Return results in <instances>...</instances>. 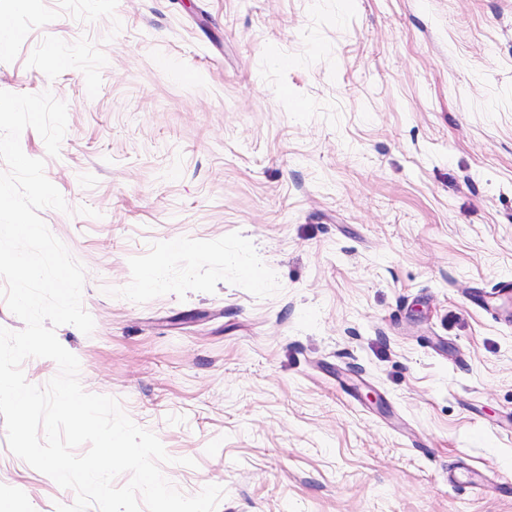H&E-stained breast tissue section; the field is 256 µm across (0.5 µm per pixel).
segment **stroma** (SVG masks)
I'll return each instance as SVG.
<instances>
[{
	"mask_svg": "<svg viewBox=\"0 0 512 512\" xmlns=\"http://www.w3.org/2000/svg\"><path fill=\"white\" fill-rule=\"evenodd\" d=\"M0 91L66 103L91 334L217 512H512V0H0ZM193 466H186V459ZM27 512L73 490L15 456Z\"/></svg>",
	"mask_w": 512,
	"mask_h": 512,
	"instance_id": "stroma-1",
	"label": "stroma"
}]
</instances>
